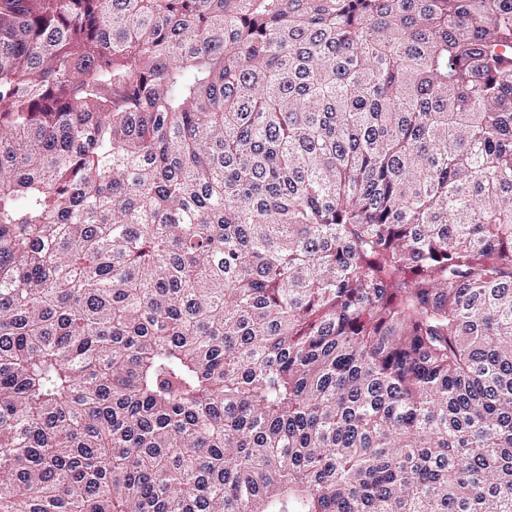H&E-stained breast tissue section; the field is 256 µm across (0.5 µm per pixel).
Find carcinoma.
Here are the masks:
<instances>
[{
  "instance_id": "cac0c4a2",
  "label": "carcinoma",
  "mask_w": 512,
  "mask_h": 512,
  "mask_svg": "<svg viewBox=\"0 0 512 512\" xmlns=\"http://www.w3.org/2000/svg\"><path fill=\"white\" fill-rule=\"evenodd\" d=\"M0 512H512V0H0Z\"/></svg>"
}]
</instances>
